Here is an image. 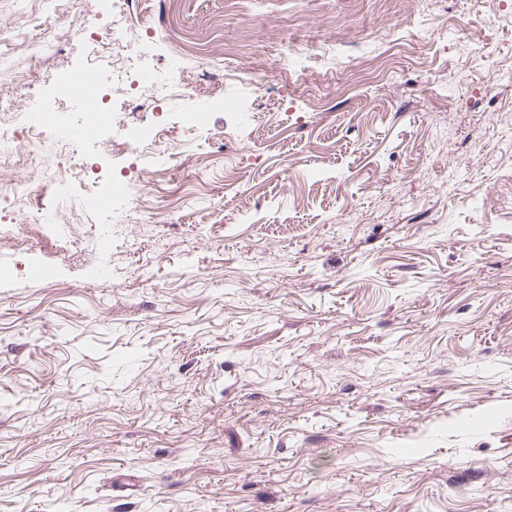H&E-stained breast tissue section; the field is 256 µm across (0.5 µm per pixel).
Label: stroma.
<instances>
[{
  "instance_id": "35a3bbf8",
  "label": "stroma",
  "mask_w": 512,
  "mask_h": 512,
  "mask_svg": "<svg viewBox=\"0 0 512 512\" xmlns=\"http://www.w3.org/2000/svg\"><path fill=\"white\" fill-rule=\"evenodd\" d=\"M111 3L0 0L29 76L0 95L80 115L54 79ZM138 21L207 122L145 186L156 214L116 227L124 291L52 235L49 280L0 279V512H512V0ZM48 33L63 51L30 56Z\"/></svg>"
}]
</instances>
